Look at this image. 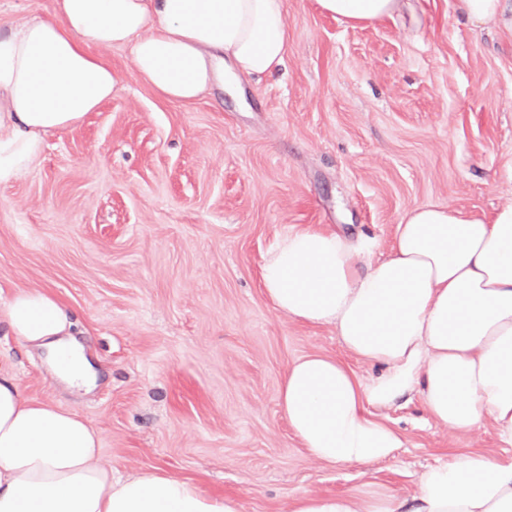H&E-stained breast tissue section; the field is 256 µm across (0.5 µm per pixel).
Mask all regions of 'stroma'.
<instances>
[{
	"mask_svg": "<svg viewBox=\"0 0 512 512\" xmlns=\"http://www.w3.org/2000/svg\"><path fill=\"white\" fill-rule=\"evenodd\" d=\"M285 2L283 63L235 99L166 101L126 49H95L119 88L0 185V306L24 289L56 297L97 379L60 383L1 313L0 374L86 420L116 474L161 471L240 512H288L299 492L410 496L438 459L502 451L492 424L451 431L407 396L382 414L405 443L393 457H310L282 378L303 354L347 353L332 327L277 313L260 267L294 226L369 236L384 256L415 206L512 202V28L472 26L455 0L359 26Z\"/></svg>",
	"mask_w": 512,
	"mask_h": 512,
	"instance_id": "35a3bbf8",
	"label": "stroma"
}]
</instances>
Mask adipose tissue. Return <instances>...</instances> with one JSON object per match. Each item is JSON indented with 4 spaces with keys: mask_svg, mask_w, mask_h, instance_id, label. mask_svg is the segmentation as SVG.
Segmentation results:
<instances>
[{
    "mask_svg": "<svg viewBox=\"0 0 512 512\" xmlns=\"http://www.w3.org/2000/svg\"><path fill=\"white\" fill-rule=\"evenodd\" d=\"M317 3L354 25L409 6ZM55 11L0 33V185L34 165L48 136L111 98L120 78L91 48H128L138 79L175 103L270 73L288 49L285 0H56ZM260 280L277 312L333 327L351 355L380 368L363 379L321 353L292 361L280 407L310 456L331 467L389 458L404 442L380 414L413 394L449 429L492 422L505 447L438 460L409 498L301 492L290 512H512V203L487 217L415 206L382 258L373 238L294 228L266 252ZM5 314L58 377L90 386V362L53 296L19 291ZM100 455L83 418L0 377V512H239L234 499L163 472L113 476Z\"/></svg>",
    "mask_w": 512,
    "mask_h": 512,
    "instance_id": "ef3b65f1",
    "label": "adipose tissue"
}]
</instances>
